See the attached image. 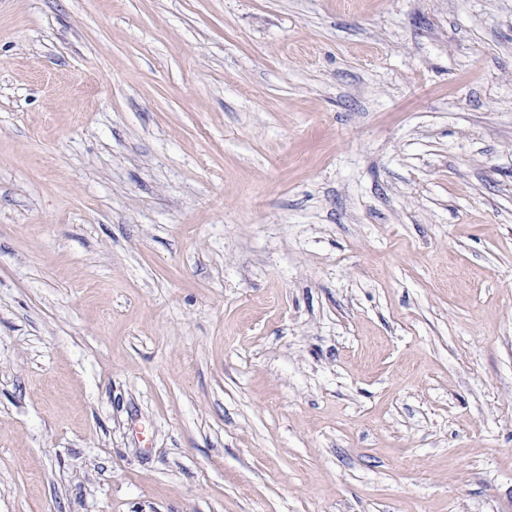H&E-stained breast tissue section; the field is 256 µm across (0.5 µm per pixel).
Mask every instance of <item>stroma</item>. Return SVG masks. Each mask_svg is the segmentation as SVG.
<instances>
[{
	"instance_id": "stroma-1",
	"label": "stroma",
	"mask_w": 512,
	"mask_h": 512,
	"mask_svg": "<svg viewBox=\"0 0 512 512\" xmlns=\"http://www.w3.org/2000/svg\"><path fill=\"white\" fill-rule=\"evenodd\" d=\"M0 512H512V0H0Z\"/></svg>"
}]
</instances>
